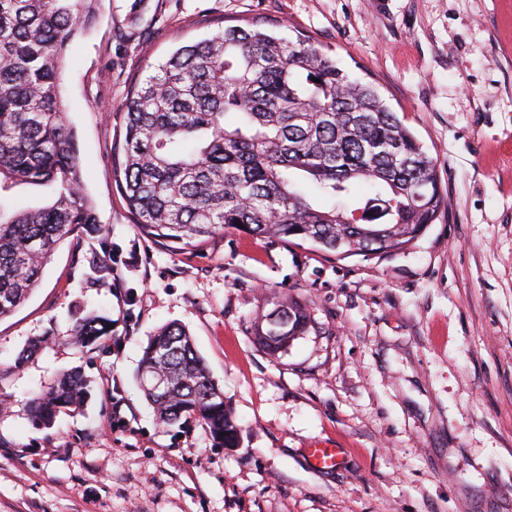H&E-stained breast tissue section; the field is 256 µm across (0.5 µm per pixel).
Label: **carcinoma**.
Instances as JSON below:
<instances>
[{"mask_svg":"<svg viewBox=\"0 0 512 512\" xmlns=\"http://www.w3.org/2000/svg\"><path fill=\"white\" fill-rule=\"evenodd\" d=\"M92 0H0V198L18 183L56 187L52 203L10 211L0 203V317L38 285L55 249L74 234L106 232L85 192L76 134L62 99L64 59L92 26ZM113 149L117 191L140 232L184 250L219 230L310 242L366 260L406 248L434 223L442 202L438 160L376 88L350 78L308 37L292 42L257 22L229 24L184 44L130 84ZM235 114L234 125L226 116ZM324 196H372L349 209L314 205L295 175ZM86 284L112 278V254L87 259ZM112 318H75L68 343L97 348ZM296 302L259 317L255 339L275 353L305 334ZM138 375L165 425L195 418L218 447L239 429L224 392L190 334L169 324L143 349ZM90 381L74 368L30 400L34 425L80 412Z\"/></svg>","mask_w":512,"mask_h":512,"instance_id":"carcinoma-1","label":"carcinoma"}]
</instances>
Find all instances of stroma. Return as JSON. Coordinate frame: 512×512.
Returning a JSON list of instances; mask_svg holds the SVG:
<instances>
[{"instance_id":"obj_1","label":"stroma","mask_w":512,"mask_h":512,"mask_svg":"<svg viewBox=\"0 0 512 512\" xmlns=\"http://www.w3.org/2000/svg\"><path fill=\"white\" fill-rule=\"evenodd\" d=\"M69 46L66 103L105 236L68 239L32 296L0 317V512H512V0H93ZM309 36L374 85L438 160L443 203L407 248L370 260L220 232L174 251L142 234L110 147L129 83L214 20ZM115 278L90 288L87 259ZM305 304L312 325L269 355L254 323ZM111 316L103 348L66 343ZM177 323L240 428L216 447L197 419L161 425L142 350ZM36 338L43 349L14 362ZM81 368L93 392L52 428L29 400ZM321 443L334 468L313 465ZM88 271L85 274L86 284L88 287H95L104 283L108 279H112L114 275L116 262L112 259L110 252H103L102 255L92 254L87 259ZM112 318L104 313L89 312L75 318L68 343L82 349L97 348L103 339L111 336Z\"/></svg>"}]
</instances>
